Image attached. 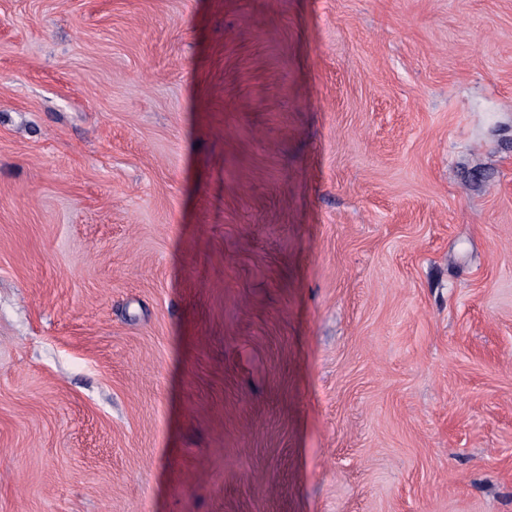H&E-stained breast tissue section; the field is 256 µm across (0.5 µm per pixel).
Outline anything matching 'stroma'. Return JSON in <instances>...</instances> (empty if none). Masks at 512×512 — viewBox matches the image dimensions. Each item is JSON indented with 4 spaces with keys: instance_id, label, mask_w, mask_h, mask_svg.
Listing matches in <instances>:
<instances>
[{
    "instance_id": "stroma-1",
    "label": "stroma",
    "mask_w": 512,
    "mask_h": 512,
    "mask_svg": "<svg viewBox=\"0 0 512 512\" xmlns=\"http://www.w3.org/2000/svg\"><path fill=\"white\" fill-rule=\"evenodd\" d=\"M0 512H512V0H0Z\"/></svg>"
}]
</instances>
